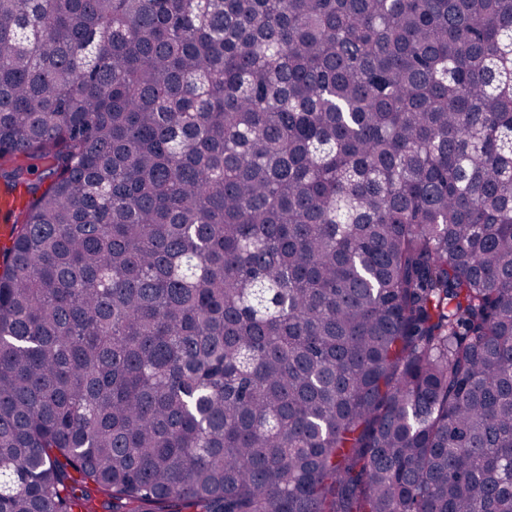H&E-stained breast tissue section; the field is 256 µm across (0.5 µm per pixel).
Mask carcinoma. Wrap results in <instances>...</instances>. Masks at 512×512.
I'll return each mask as SVG.
<instances>
[{
    "instance_id": "obj_1",
    "label": "carcinoma",
    "mask_w": 512,
    "mask_h": 512,
    "mask_svg": "<svg viewBox=\"0 0 512 512\" xmlns=\"http://www.w3.org/2000/svg\"><path fill=\"white\" fill-rule=\"evenodd\" d=\"M0 512H512V0H0ZM28 205V196L23 188H18L12 194L0 193V244L9 246L13 240V224H4L7 220L13 223L22 215Z\"/></svg>"
}]
</instances>
